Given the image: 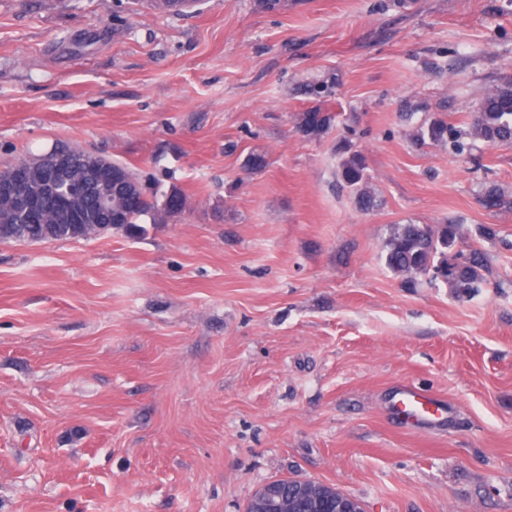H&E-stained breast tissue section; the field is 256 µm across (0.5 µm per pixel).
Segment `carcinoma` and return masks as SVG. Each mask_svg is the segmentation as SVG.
<instances>
[{"instance_id":"1","label":"carcinoma","mask_w":512,"mask_h":512,"mask_svg":"<svg viewBox=\"0 0 512 512\" xmlns=\"http://www.w3.org/2000/svg\"><path fill=\"white\" fill-rule=\"evenodd\" d=\"M335 121V114L311 108L298 115L296 131L314 138L327 131ZM411 138L424 143L447 146L457 153L468 152L477 143L487 147L512 144V81L490 91L471 113L467 127L460 128L438 116L419 126ZM342 155L340 175L344 186L355 193L363 212L378 207L366 174L363 154L351 149L348 143L338 148ZM51 153L64 157L66 173L79 177L84 173L81 161L85 152L68 145H57ZM32 191L37 195L39 211L31 218L14 215L9 201H0V242L41 243L83 239L109 233L135 237L145 232L144 225L166 224L181 214L187 198L172 188L158 195L155 188L126 164L102 159L100 180L112 184L111 221L97 219L95 195L86 199L87 223L58 224V213L64 208L61 196L43 191L38 169L27 168ZM485 204L496 210L512 211V197L490 186L484 193ZM461 226L458 224H397L387 239L384 250L388 267L412 280L425 278L441 282L457 296L471 295L487 283L490 273L483 253L456 249Z\"/></svg>"}]
</instances>
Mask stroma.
<instances>
[{
    "instance_id": "1",
    "label": "stroma",
    "mask_w": 512,
    "mask_h": 512,
    "mask_svg": "<svg viewBox=\"0 0 512 512\" xmlns=\"http://www.w3.org/2000/svg\"><path fill=\"white\" fill-rule=\"evenodd\" d=\"M509 80L512 0H0V169L67 143L188 201L138 238L0 244V512H245L282 478L512 512V211L480 202L512 145L409 137ZM310 108L336 115L314 139ZM448 223L491 268L470 298L385 262L393 225ZM404 382L444 427L389 411ZM335 114L311 108L298 115L296 131L307 138H314L327 131L335 121ZM338 151L342 155L340 175L344 186L355 193L361 211L366 213L374 211L378 203L368 184L363 154L352 151L348 143L340 145Z\"/></svg>"
}]
</instances>
